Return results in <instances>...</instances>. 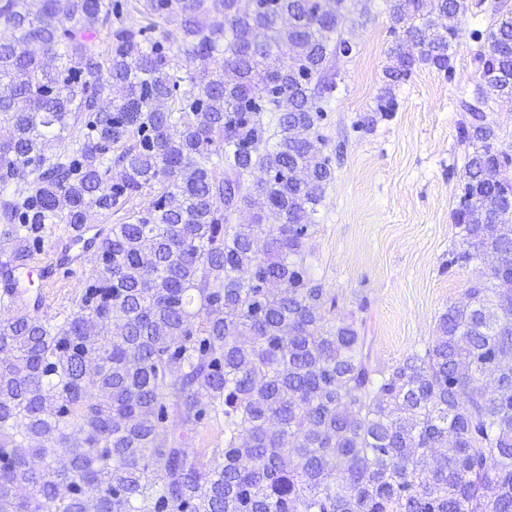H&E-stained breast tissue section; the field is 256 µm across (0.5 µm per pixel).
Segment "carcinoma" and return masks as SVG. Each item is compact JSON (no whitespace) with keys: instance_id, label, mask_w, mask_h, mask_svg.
Here are the masks:
<instances>
[{"instance_id":"1","label":"carcinoma","mask_w":512,"mask_h":512,"mask_svg":"<svg viewBox=\"0 0 512 512\" xmlns=\"http://www.w3.org/2000/svg\"><path fill=\"white\" fill-rule=\"evenodd\" d=\"M344 2L143 0L133 27L121 0H0V297L14 309L0 318V512H512V204L484 180L512 154L489 153L486 113L461 104L448 264L502 263L474 270L424 351L374 364L365 324L332 316L314 274ZM468 9L389 0L404 37L378 110L416 63L450 69ZM171 18L180 35L153 36ZM477 59L493 74L483 103L512 96L504 0ZM114 85L124 94L103 112ZM154 186L149 211L127 208ZM94 210L117 222L87 240L98 264L51 325L13 263L44 251L48 225L78 235ZM213 424L224 447L202 470L194 441Z\"/></svg>"}]
</instances>
